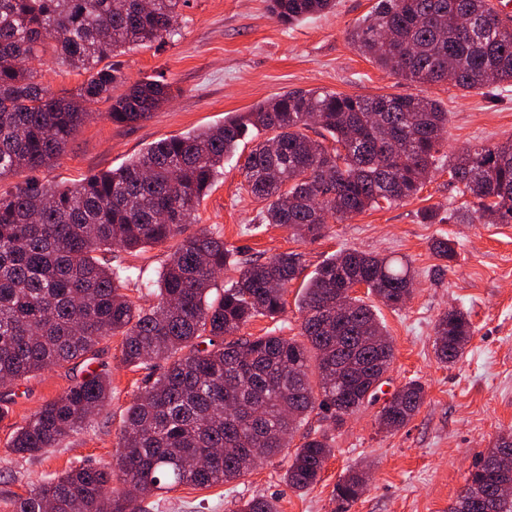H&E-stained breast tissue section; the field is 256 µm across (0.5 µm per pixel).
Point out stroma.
<instances>
[{
  "mask_svg": "<svg viewBox=\"0 0 512 512\" xmlns=\"http://www.w3.org/2000/svg\"><path fill=\"white\" fill-rule=\"evenodd\" d=\"M375 2L336 0L333 11L283 25L269 15L266 0H183L178 35L134 48L118 59L131 83L165 74L173 85L171 100L151 118L132 125L112 123L107 105H97L95 115L72 136L66 153L53 167L38 172V179L72 185L91 173L124 165L159 139L223 123L228 115L295 89L434 99L448 112L442 149L447 156L475 144L512 140V86L466 92L445 82L412 83L378 68L351 46L349 29ZM29 66L55 93L72 90L83 80L49 54ZM250 150V144H242L225 161L223 174L187 233L220 234L252 257L302 253L308 274L346 249L409 261L417 273L409 302L399 309L376 307L394 346V360L378 397L386 399L417 380L425 388V402L407 426L394 432L379 429L377 404L333 430L322 414L310 415L304 432L328 429L334 454L321 481L304 493L294 492L283 480L290 456L285 450L237 481L182 485L147 498V512H235L239 499L250 496L277 500L279 512H336V484L357 466L366 470L368 482L349 512H448L479 453L499 432L512 428V224L448 223L449 209L461 199L442 166L414 198L333 223L322 237L298 240L279 225L261 222L263 204L250 193L242 171ZM427 209L436 210L439 220L424 223L421 214ZM438 239L453 241L457 251L451 269L443 273L431 250ZM169 254L164 244L137 255L116 250L110 260L115 266L138 269L140 283L129 287L128 294L150 302L154 296L147 285L157 280ZM299 298L300 284L295 281L285 294V313L275 321L253 319L243 335L272 331L298 337ZM451 307L468 313L474 335L460 360L448 366L435 357L434 325ZM121 343L118 335L104 341L103 352L91 364L112 381L107 406L91 427L38 457L22 458L11 451L13 431L83 372L64 364L11 384L14 401L8 417L0 420V512H11V499L46 477L81 464L115 461L125 411L149 374L146 368L123 364Z\"/></svg>",
  "mask_w": 512,
  "mask_h": 512,
  "instance_id": "obj_1",
  "label": "stroma"
}]
</instances>
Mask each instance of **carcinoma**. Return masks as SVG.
<instances>
[{
	"mask_svg": "<svg viewBox=\"0 0 512 512\" xmlns=\"http://www.w3.org/2000/svg\"><path fill=\"white\" fill-rule=\"evenodd\" d=\"M181 0H0V179L36 172L64 155L94 106L109 104L117 124L149 118L172 95L162 76L132 84L110 59L130 46L177 34ZM270 13L292 24L329 12L336 0H269ZM470 26L448 24V15ZM351 45L378 67L416 83L463 89L512 84V16L492 0H376L348 31ZM50 53L86 74L73 91L49 92L25 62ZM315 113L332 139L301 129ZM448 112L424 96L365 98L325 90L286 91L224 123L152 144L119 169L72 186L33 177L0 192V382L51 366L89 365L109 336L121 335L133 367L164 362L126 409L122 451L112 466H76L38 482L11 501V512H142L140 502L181 485L206 486L245 476L316 410L336 427L371 404L394 358L376 306L353 294L362 284L378 302L399 309L416 272L407 261L343 250L304 284L303 340L242 336L254 318L285 310L288 284L302 254L240 258L213 233L185 234L197 207L247 135L270 131L246 156L245 180L266 202L261 222L299 239L323 236L328 221L413 198L438 167ZM465 212L448 221L512 223V141L468 148L448 157ZM174 242L157 281V302L143 307L123 292L133 280L104 256L143 252ZM434 255L447 268L454 243L438 239ZM235 277L213 298L215 278ZM442 364L461 358L473 336L466 312L443 311L434 326ZM111 398V380L87 373L45 402L18 427L9 448L34 456L59 447L87 426ZM425 402L411 380L383 405L378 424L405 426ZM333 448L324 432L308 434L288 461L284 480L305 491L321 478ZM512 456V430L480 453L448 512H512L500 485L512 475L495 458ZM365 486L350 469L336 484V512H349ZM236 512H279L263 497Z\"/></svg>",
	"mask_w": 512,
	"mask_h": 512,
	"instance_id": "carcinoma-1",
	"label": "carcinoma"
}]
</instances>
